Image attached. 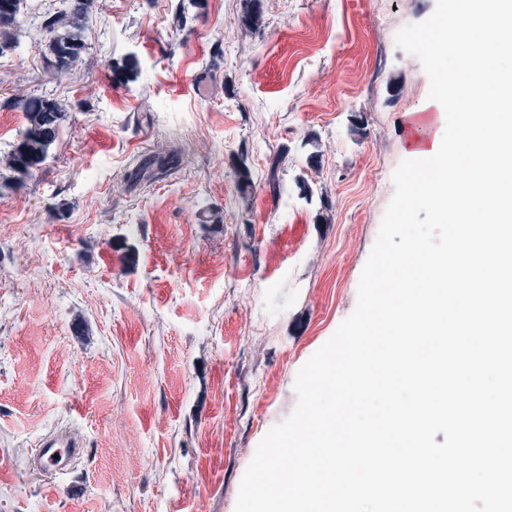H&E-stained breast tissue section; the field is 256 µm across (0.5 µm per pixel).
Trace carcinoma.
<instances>
[{
  "label": "carcinoma",
  "instance_id": "carcinoma-1",
  "mask_svg": "<svg viewBox=\"0 0 512 512\" xmlns=\"http://www.w3.org/2000/svg\"><path fill=\"white\" fill-rule=\"evenodd\" d=\"M11 9L0 7V54L13 48L15 42L14 27L23 0H9ZM93 0H74L68 13L51 16L43 22V29L52 34L48 43V52L52 59L48 63H58L59 72L65 73L81 58L85 49L82 30L90 20ZM242 21L249 28L262 23V14L258 0H245ZM138 73V61L125 57L112 64V78L118 82H129ZM20 105L27 119V127L22 137L9 155V166L15 172L29 174V169L39 167L47 158L50 147L57 138L63 112L54 99L30 97L23 99Z\"/></svg>",
  "mask_w": 512,
  "mask_h": 512
}]
</instances>
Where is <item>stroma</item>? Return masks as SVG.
Instances as JSON below:
<instances>
[{"instance_id":"35a3bbf8","label":"stroma","mask_w":512,"mask_h":512,"mask_svg":"<svg viewBox=\"0 0 512 512\" xmlns=\"http://www.w3.org/2000/svg\"><path fill=\"white\" fill-rule=\"evenodd\" d=\"M435 3L260 0L249 28L243 0H93L58 76L42 23L72 0H24L0 55V512H235L298 371L356 307L409 126L436 119L396 45ZM32 96L66 117L20 177ZM55 428L84 451L43 476L28 459Z\"/></svg>"}]
</instances>
